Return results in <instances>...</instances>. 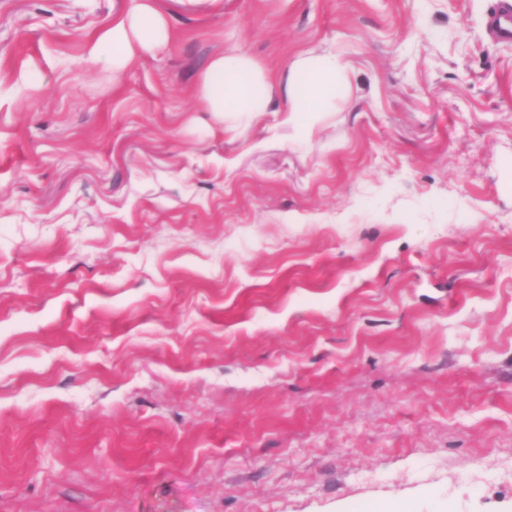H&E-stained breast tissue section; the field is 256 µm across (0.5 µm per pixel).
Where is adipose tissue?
Returning <instances> with one entry per match:
<instances>
[{"instance_id": "obj_1", "label": "adipose tissue", "mask_w": 512, "mask_h": 512, "mask_svg": "<svg viewBox=\"0 0 512 512\" xmlns=\"http://www.w3.org/2000/svg\"><path fill=\"white\" fill-rule=\"evenodd\" d=\"M166 17L152 0H138L134 9L117 14L91 45V52L107 58L113 71L126 67L135 55L168 42ZM349 87L345 64L329 52L309 53L292 63L283 89H276L263 67L248 55L227 50L214 55L198 84L207 111L233 113L241 118L268 110L276 92H283L291 116L317 118L329 111L336 97Z\"/></svg>"}]
</instances>
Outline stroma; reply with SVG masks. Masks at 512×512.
Wrapping results in <instances>:
<instances>
[{"label": "stroma", "mask_w": 512, "mask_h": 512, "mask_svg": "<svg viewBox=\"0 0 512 512\" xmlns=\"http://www.w3.org/2000/svg\"><path fill=\"white\" fill-rule=\"evenodd\" d=\"M498 0H0V512H512ZM335 53L311 133L199 78ZM152 1L138 0L132 11L113 15L111 24L92 43L91 53L112 63L113 71L119 72L137 53L167 43L168 21ZM107 47H112V56L106 54ZM200 100L208 112L242 119L268 111L276 87L263 67L248 55L226 50L214 55L198 84Z\"/></svg>", "instance_id": "obj_1"}]
</instances>
